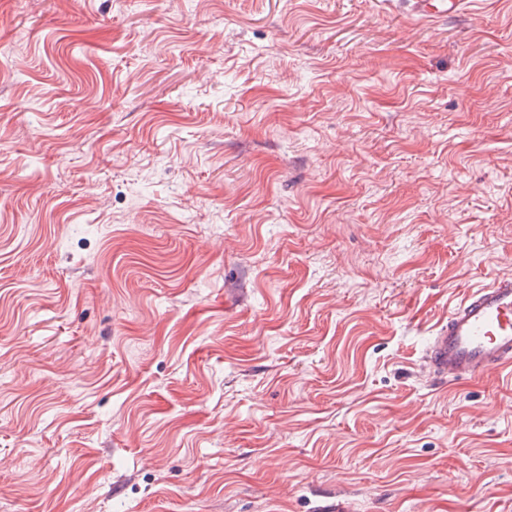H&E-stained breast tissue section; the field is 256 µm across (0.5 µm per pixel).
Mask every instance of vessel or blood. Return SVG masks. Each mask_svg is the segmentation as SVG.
Here are the masks:
<instances>
[{
	"label": "vessel or blood",
	"mask_w": 512,
	"mask_h": 512,
	"mask_svg": "<svg viewBox=\"0 0 512 512\" xmlns=\"http://www.w3.org/2000/svg\"><path fill=\"white\" fill-rule=\"evenodd\" d=\"M420 21L458 12L463 0H407ZM439 378L467 380L512 365V276L474 290L449 314L426 351Z\"/></svg>",
	"instance_id": "b4317fda"
}]
</instances>
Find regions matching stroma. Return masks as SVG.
Returning a JSON list of instances; mask_svg holds the SVG:
<instances>
[{
    "label": "stroma",
    "mask_w": 512,
    "mask_h": 512,
    "mask_svg": "<svg viewBox=\"0 0 512 512\" xmlns=\"http://www.w3.org/2000/svg\"><path fill=\"white\" fill-rule=\"evenodd\" d=\"M512 0H0V512H512ZM412 16L425 21L448 17V13H455L461 9L462 0H407ZM441 379L467 380L512 365V276L478 288L448 315L426 351Z\"/></svg>",
    "instance_id": "stroma-1"
}]
</instances>
